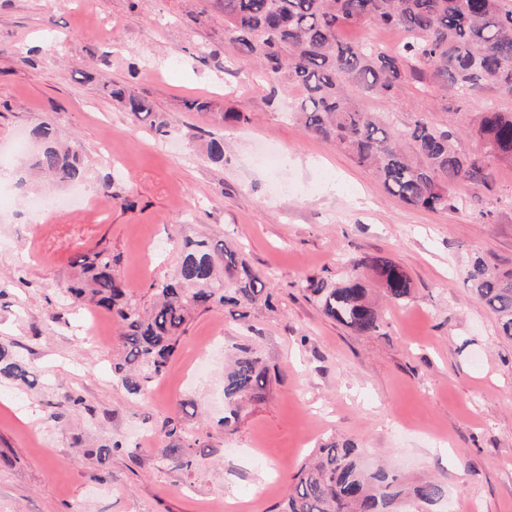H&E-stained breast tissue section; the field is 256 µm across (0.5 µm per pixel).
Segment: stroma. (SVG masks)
<instances>
[{"instance_id":"obj_1","label":"stroma","mask_w":512,"mask_h":512,"mask_svg":"<svg viewBox=\"0 0 512 512\" xmlns=\"http://www.w3.org/2000/svg\"><path fill=\"white\" fill-rule=\"evenodd\" d=\"M107 82L148 99L152 123L106 96ZM298 96L225 47L216 0H0V149L52 123L79 141L88 195L40 225L29 200L68 187H16L18 159L0 178V341L36 373L30 387L0 379V512H274L334 439L407 481L442 479L447 497L428 512H512V339L463 276L476 254L512 268V167L493 164L490 188L460 186L465 208L409 207L305 133L290 115ZM194 99L207 110L189 109ZM361 104L399 127L512 112L494 89L458 97L413 80ZM224 112L245 120L223 124ZM211 136L223 162L203 152ZM197 235L235 244L272 304L245 324L198 312L151 393L128 394L112 383L120 324L59 289L104 241L130 294L149 302L150 283L176 269L178 239ZM378 255L413 283L408 300L382 301L378 332L345 328L301 288L337 285L347 262ZM238 344L261 358L267 386L225 429L224 357ZM66 391L91 410L61 424ZM170 418L206 443L191 470L159 458ZM115 441L98 463L97 446Z\"/></svg>"}]
</instances>
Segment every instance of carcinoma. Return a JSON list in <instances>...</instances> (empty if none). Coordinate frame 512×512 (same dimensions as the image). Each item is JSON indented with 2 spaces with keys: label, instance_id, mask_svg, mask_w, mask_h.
<instances>
[{
  "label": "carcinoma",
  "instance_id": "carcinoma-1",
  "mask_svg": "<svg viewBox=\"0 0 512 512\" xmlns=\"http://www.w3.org/2000/svg\"><path fill=\"white\" fill-rule=\"evenodd\" d=\"M219 5L232 50L303 92L294 109L303 129L372 168L402 203L458 210L463 203L454 193L457 186L487 184L490 160L512 165V112L489 107L478 113L469 129L483 151L469 154L459 146V128L432 125L422 117L396 128L381 114L361 110L356 101L358 92L395 98L409 77L426 71L440 89L457 96L484 86L511 95L512 0H219ZM364 24L398 28L405 39L394 50L344 39L346 28ZM106 90L134 117L152 114L151 104L127 88L112 85ZM32 136L38 148L25 158L27 169L58 186L84 179L78 141H61L49 122L32 130ZM117 261L108 246L79 255L73 261L79 273L60 291L73 301L89 299L122 324V358L112 364V379L131 394L144 393L163 376L197 311L221 308L244 318L258 302L272 304L265 276L222 240H183L176 272L150 284L147 307L130 297L116 277ZM361 264L370 268L387 298L403 302L410 297L412 280L401 265L381 256ZM359 265L340 286L308 281L301 287L328 317L368 334L379 330L380 319L370 289L357 274ZM466 282L494 315L501 334L512 338V269L478 255L466 270ZM32 376L12 345L0 342V377L32 385ZM266 385L261 359L238 347L224 371V427L239 421L244 403L261 400ZM56 408L54 418L62 421L85 404L65 392ZM165 436L161 459L186 470L206 447L172 419L166 422ZM446 495L447 487L438 479L408 485L394 470L365 467L355 443L333 440L319 448L314 462L300 466L278 512H419Z\"/></svg>",
  "mask_w": 512,
  "mask_h": 512
}]
</instances>
